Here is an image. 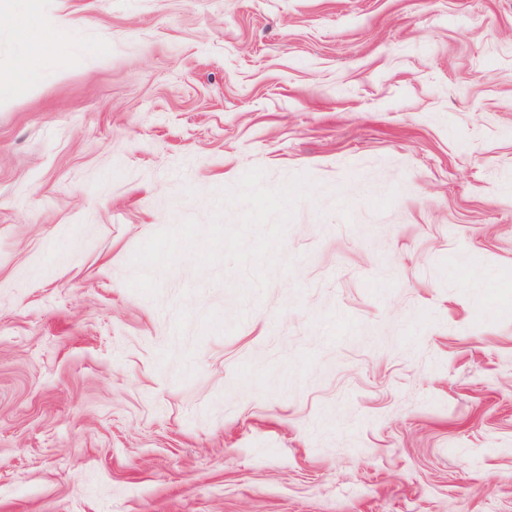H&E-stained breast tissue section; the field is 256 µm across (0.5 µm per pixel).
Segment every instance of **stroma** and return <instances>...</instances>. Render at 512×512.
Wrapping results in <instances>:
<instances>
[{
	"mask_svg": "<svg viewBox=\"0 0 512 512\" xmlns=\"http://www.w3.org/2000/svg\"><path fill=\"white\" fill-rule=\"evenodd\" d=\"M0 22V512H512V0ZM308 176L263 293L137 248ZM291 271H283V263ZM26 7L16 16V24L20 32L28 37L33 31H52L63 30L65 33L75 28L76 22L69 19H48L38 14L33 6V0L21 1Z\"/></svg>",
	"mask_w": 512,
	"mask_h": 512,
	"instance_id": "35a3bbf8",
	"label": "stroma"
}]
</instances>
